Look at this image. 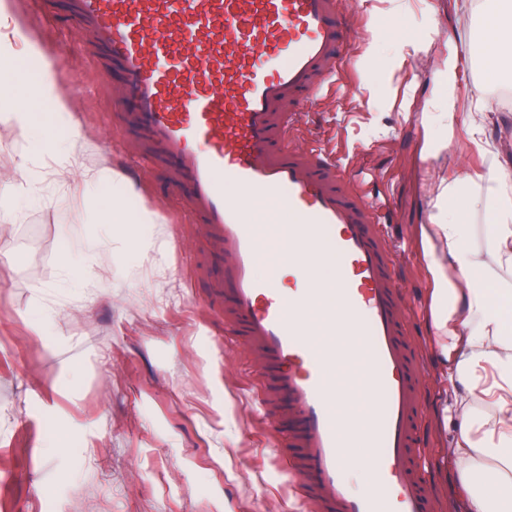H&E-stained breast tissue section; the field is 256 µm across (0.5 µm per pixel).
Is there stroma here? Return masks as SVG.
I'll return each mask as SVG.
<instances>
[{
    "label": "stroma",
    "mask_w": 512,
    "mask_h": 512,
    "mask_svg": "<svg viewBox=\"0 0 512 512\" xmlns=\"http://www.w3.org/2000/svg\"><path fill=\"white\" fill-rule=\"evenodd\" d=\"M6 2L0 44L33 77L53 61L81 146L125 177L127 211L157 212L168 248H133L125 226L107 224L109 190L72 198L67 180L22 181L28 143L0 126V189L38 197L19 211L0 198V512H308L275 457L280 435L257 403L258 372L207 299L223 260L186 206L188 188H172L174 168L141 156L115 97L119 70L69 0ZM493 2L352 0L343 72L290 134L386 198L410 297L432 283L418 248L428 217L459 212L477 234L490 220L468 192L435 200L430 184L492 168L512 195V112L495 106L512 67L487 80L472 41ZM92 246L110 269L84 265ZM66 251L71 272L59 264ZM407 341L430 355L423 428L441 464L435 512H468L449 453L439 332L430 323Z\"/></svg>",
    "instance_id": "obj_1"
}]
</instances>
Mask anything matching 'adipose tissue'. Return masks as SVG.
<instances>
[{
	"mask_svg": "<svg viewBox=\"0 0 512 512\" xmlns=\"http://www.w3.org/2000/svg\"><path fill=\"white\" fill-rule=\"evenodd\" d=\"M509 37L512 0H497L481 24L489 77H496L505 62L503 45ZM0 80L17 93L0 121L27 136L35 156L59 160L63 173L77 174L80 191L112 185L106 208L115 223L126 224L132 242H139V227L152 223V215L141 213L135 224H127L118 175L89 162L78 148L67 107L56 100L49 80H31L19 58L2 54ZM48 127L53 130L49 136L44 133ZM474 180L485 188L471 196V205L493 210L483 245H473L470 225L452 212L442 223L422 225L421 248L435 288L444 286L449 269L465 283L451 312L438 320L452 335L458 357L448 378L459 418L453 454L469 512H512V199L499 186L485 184L483 175ZM442 251L448 254L444 264L438 260Z\"/></svg>",
	"mask_w": 512,
	"mask_h": 512,
	"instance_id": "adipose-tissue-1",
	"label": "adipose tissue"
}]
</instances>
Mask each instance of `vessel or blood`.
Segmentation results:
<instances>
[{
    "mask_svg": "<svg viewBox=\"0 0 512 512\" xmlns=\"http://www.w3.org/2000/svg\"><path fill=\"white\" fill-rule=\"evenodd\" d=\"M71 11L118 66L129 125L190 187L187 206L224 258L208 298L254 357L269 423H292L282 445L293 485L313 512H427L425 357L404 342L387 203L355 192L329 154L288 142L344 66L342 0H72ZM273 254L307 280V256L330 260L339 285L288 298L276 270L256 274ZM340 316L359 338L346 359L377 396L357 421L337 411L329 373ZM347 448L366 449L367 483H350Z\"/></svg>",
    "mask_w": 512,
    "mask_h": 512,
    "instance_id": "obj_1",
    "label": "vessel or blood"
}]
</instances>
